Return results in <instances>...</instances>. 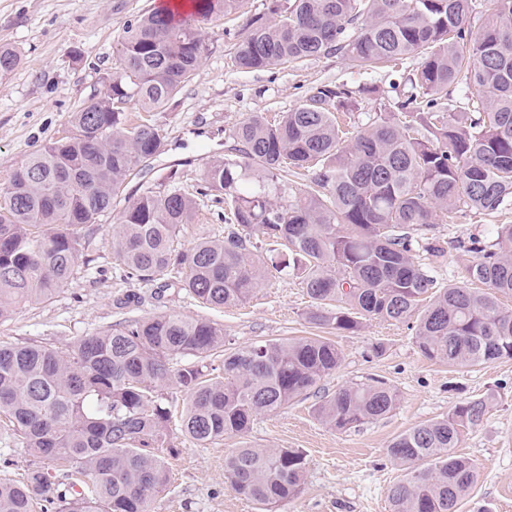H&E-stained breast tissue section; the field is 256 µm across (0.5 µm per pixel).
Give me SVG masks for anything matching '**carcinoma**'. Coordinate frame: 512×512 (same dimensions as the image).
<instances>
[{
  "label": "carcinoma",
  "instance_id": "1",
  "mask_svg": "<svg viewBox=\"0 0 512 512\" xmlns=\"http://www.w3.org/2000/svg\"><path fill=\"white\" fill-rule=\"evenodd\" d=\"M244 0H200L182 16L151 10L124 26L110 82L72 114L71 132L48 143L0 192V320L52 298L83 257L82 233L112 210L136 166L161 151L150 123L125 105L165 108L198 68L202 28ZM272 0V22L251 19L233 44L235 66L258 71L336 54L359 70L410 56L403 97L350 138L336 120L376 92L372 85L314 87L273 123L252 115L232 132V158L204 169L203 189L224 200V237L176 240L195 201L170 191L139 196L112 225L108 244L126 278L181 286L197 300L239 305L268 268L297 280L314 307L309 320L357 332L368 318H416V344L455 368L512 358V224L471 235L454 249L472 257L467 281L440 287L431 275L446 250L436 235L466 211L512 205V0ZM22 63L0 45V76ZM307 173L305 189L281 198L279 175ZM273 245L258 250L253 238ZM223 358L224 375L208 374ZM342 351L322 336L224 348V328L205 319L155 313L81 337L67 353L0 341V417L21 447L52 467L26 481L0 479V512H151L168 482L156 449L169 444V410L159 391L185 392L182 431L199 445L240 437L336 371ZM386 384L355 383L315 408L338 430L378 420L396 406ZM484 401L457 405L388 446L408 477L388 490L392 512H457L475 464L454 452L478 425ZM304 455L242 445L224 475L265 512L296 496Z\"/></svg>",
  "mask_w": 512,
  "mask_h": 512
}]
</instances>
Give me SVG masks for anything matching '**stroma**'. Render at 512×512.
Listing matches in <instances>:
<instances>
[{
  "label": "stroma",
  "instance_id": "stroma-1",
  "mask_svg": "<svg viewBox=\"0 0 512 512\" xmlns=\"http://www.w3.org/2000/svg\"><path fill=\"white\" fill-rule=\"evenodd\" d=\"M161 0H0V44L23 58L0 78V189L14 170L48 142L65 136L69 120L109 82L115 48L127 21L157 7ZM270 0H246L242 11L215 15L203 28V59L192 78L165 109L145 112L128 103L132 120L155 124L164 147L125 183L102 222L85 233L86 263L51 299L18 307L0 321V340L34 343L68 352L81 337L156 312L205 318L224 327L226 347L268 339L295 340L322 335L341 350L342 362L309 395L255 418L244 438L200 446L187 438L173 418L169 439L177 453L168 457L170 480L152 503V512H260L224 477V459L240 443L258 448H292L306 458L298 497L276 512H391L388 489L407 471L387 454L391 441L418 425L442 418L455 405L485 401L482 423L464 430L458 454L471 458L476 479L458 512H512V359L457 370L423 357L414 342V321L364 320L353 335L311 324V300L298 280L268 271L247 302L229 307L200 303L179 281L168 287L141 285L126 278L108 237L123 210L147 192L177 188L196 198V214L181 231L190 246L201 237L224 234V205L202 196L203 170L223 158L233 127L260 114L273 117L300 104L311 87L323 82L371 83L375 95L363 99L354 122L368 121L385 102L400 97L397 73L364 72L336 55L294 66L243 73L231 52L249 19L268 16ZM512 224V208L468 213L443 223L445 242L488 234ZM138 300L126 303L127 294ZM382 355H374L375 345ZM379 379L395 389L398 402L382 419L339 431L322 423L315 405L337 389Z\"/></svg>",
  "mask_w": 512,
  "mask_h": 512
}]
</instances>
